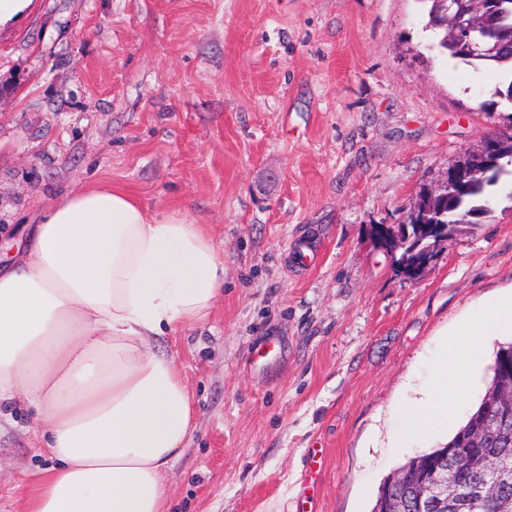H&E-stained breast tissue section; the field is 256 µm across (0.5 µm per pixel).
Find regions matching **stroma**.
Masks as SVG:
<instances>
[{"label": "stroma", "mask_w": 512, "mask_h": 512, "mask_svg": "<svg viewBox=\"0 0 512 512\" xmlns=\"http://www.w3.org/2000/svg\"><path fill=\"white\" fill-rule=\"evenodd\" d=\"M428 0H32L0 27V264L65 194L188 210L224 260L208 318L157 337L195 428L166 512H371L446 441L397 446L442 334L512 286V190L417 280L373 247L464 149L512 126L494 70L433 50ZM54 465L0 413V512Z\"/></svg>", "instance_id": "obj_1"}]
</instances>
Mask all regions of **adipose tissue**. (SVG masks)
I'll use <instances>...</instances> for the list:
<instances>
[{"mask_svg":"<svg viewBox=\"0 0 512 512\" xmlns=\"http://www.w3.org/2000/svg\"><path fill=\"white\" fill-rule=\"evenodd\" d=\"M0 271V406L36 414L56 461L25 512H163L164 475L194 430L188 386L154 337L203 322L224 293L204 225L96 187L52 204ZM512 328V293L454 332L425 397L405 404V441L454 420L478 381L482 341Z\"/></svg>","mask_w":512,"mask_h":512,"instance_id":"ef3b65f1","label":"adipose tissue"}]
</instances>
